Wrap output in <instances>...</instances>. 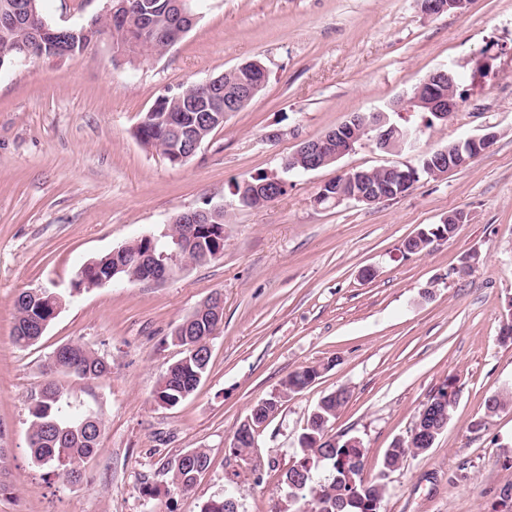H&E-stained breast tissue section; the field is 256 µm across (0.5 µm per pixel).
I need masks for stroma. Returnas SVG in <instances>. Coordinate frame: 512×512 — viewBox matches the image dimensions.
<instances>
[{"label": "stroma", "mask_w": 512, "mask_h": 512, "mask_svg": "<svg viewBox=\"0 0 512 512\" xmlns=\"http://www.w3.org/2000/svg\"><path fill=\"white\" fill-rule=\"evenodd\" d=\"M106 0H42L52 26L80 27ZM490 67H483L484 55ZM258 60L264 89L187 163L145 149L135 130L156 99ZM447 66L464 100L429 146L491 132L493 145L462 169L421 176L379 204H315L346 169L408 161L366 143L336 163L289 174L285 196L236 206L234 182L279 171L306 139L405 95ZM281 131L267 142L268 132ZM223 203L224 253L163 284L117 281L73 290L80 266L163 232L203 201ZM464 212L455 237L416 255L404 241ZM478 254L471 273L466 257ZM374 277H364L365 268ZM63 297L40 341H12L25 290ZM223 323L197 390L160 405L161 374L181 352L171 331L212 293ZM512 298V0H470L460 13L425 15L417 0H206L192 29L160 57L128 63L102 37L69 59L0 70V512H200L223 498L236 467L230 443L259 401L290 372L319 377L261 429L258 467L235 491L238 512H296L279 482L320 399L351 397L335 434L360 440L364 475L409 435L430 395L455 379L458 398L426 452L390 474L384 512H512V343L502 341ZM78 342L105 357L97 380L62 378L70 401L103 420L99 452L70 484L28 450L30 395L54 349ZM207 449L191 492L167 464Z\"/></svg>", "instance_id": "1"}]
</instances>
